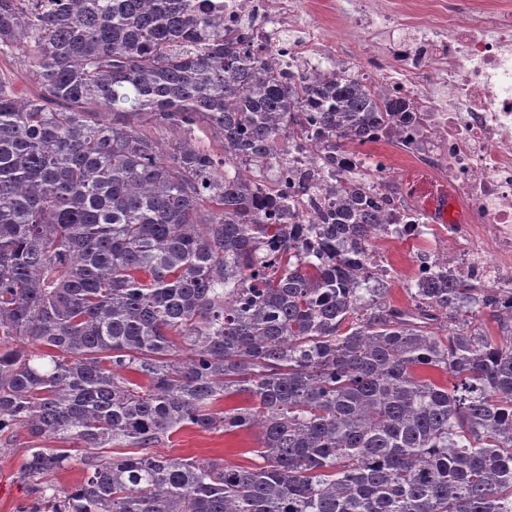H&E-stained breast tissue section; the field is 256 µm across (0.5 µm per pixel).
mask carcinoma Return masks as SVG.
I'll use <instances>...</instances> for the list:
<instances>
[{"instance_id": "obj_1", "label": "carcinoma", "mask_w": 512, "mask_h": 512, "mask_svg": "<svg viewBox=\"0 0 512 512\" xmlns=\"http://www.w3.org/2000/svg\"><path fill=\"white\" fill-rule=\"evenodd\" d=\"M0 54L37 86L0 73V436L83 448L28 449L26 512H512V301L392 304L378 205L281 224L308 182L264 176L301 106L340 147L409 103L285 86L211 0H0ZM187 427L258 429L257 462L153 452ZM0 70L9 74L18 94L30 96L36 91V84L24 66L13 56H0ZM83 475L82 467L78 464H72L68 469L56 472L47 480L61 493L72 489L83 479Z\"/></svg>"}]
</instances>
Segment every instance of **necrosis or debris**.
<instances>
[{"label": "necrosis or debris", "instance_id": "necrosis-or-debris-1", "mask_svg": "<svg viewBox=\"0 0 512 512\" xmlns=\"http://www.w3.org/2000/svg\"><path fill=\"white\" fill-rule=\"evenodd\" d=\"M224 26L283 71L313 76L341 68L378 97L406 98L412 121L395 115L368 131L360 150H335L334 135L310 131L291 145L288 168L310 175L312 203L335 207L339 182L380 201L384 223L366 252L371 273L391 276L381 244L417 248L410 287L434 276L512 293V0H325L342 36L329 37L307 0H213ZM359 52H351L350 41ZM447 184L461 222L424 213L398 171Z\"/></svg>", "mask_w": 512, "mask_h": 512}]
</instances>
